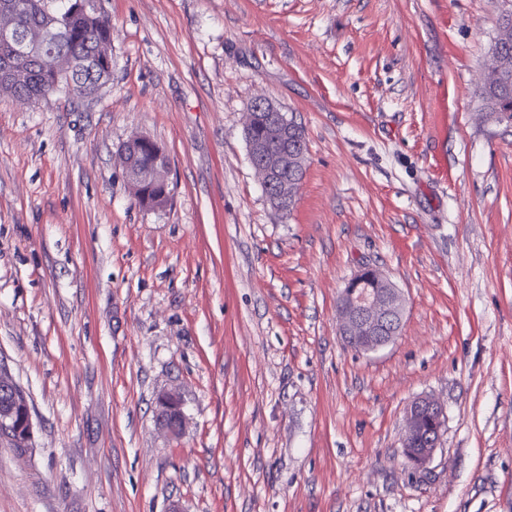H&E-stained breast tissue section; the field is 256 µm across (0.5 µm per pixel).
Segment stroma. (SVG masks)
<instances>
[{"label":"stroma","instance_id":"35a3bbf8","mask_svg":"<svg viewBox=\"0 0 512 512\" xmlns=\"http://www.w3.org/2000/svg\"><path fill=\"white\" fill-rule=\"evenodd\" d=\"M502 3L101 0L97 98L0 95V362L33 423L0 512H512V124L475 92ZM260 96L306 131L287 217L244 139ZM135 134L162 205L117 161ZM367 266L405 310L362 354L336 309ZM426 396L448 419L414 469ZM134 145L148 149L153 157H157L156 160L146 168L133 166L132 160L129 158L128 147H133ZM165 155L163 149L150 139L142 136L131 137L127 142V146L120 153L121 166L131 188L139 190L145 186H155L160 187L165 193L169 192V164ZM161 189L150 188L136 196V199L140 204L146 206L161 205L167 199V195ZM178 403L179 400L174 394H167L159 401L158 418L160 420V423L166 429L168 434L174 438H177L182 434L185 424L184 414L182 411H180L174 423L169 425L164 421L162 413L164 410H167ZM425 414L431 415L426 417L429 421V431L424 434L425 429L422 427ZM446 424V415L444 408L437 401L422 397L414 400L407 409L406 428L402 438V447L410 448V446H420L411 448V453H420L418 457H414L408 462L413 466L420 468L427 465L434 456L438 448L442 436L443 428Z\"/></svg>","mask_w":512,"mask_h":512}]
</instances>
